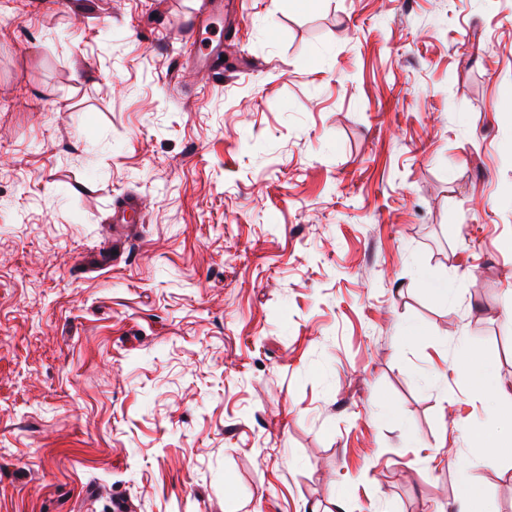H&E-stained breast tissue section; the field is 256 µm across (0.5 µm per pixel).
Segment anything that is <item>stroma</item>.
Masks as SVG:
<instances>
[{
  "instance_id": "1",
  "label": "stroma",
  "mask_w": 512,
  "mask_h": 512,
  "mask_svg": "<svg viewBox=\"0 0 512 512\" xmlns=\"http://www.w3.org/2000/svg\"><path fill=\"white\" fill-rule=\"evenodd\" d=\"M223 3L0 0V512H512V0ZM474 377L476 380L477 391L484 397L496 400L507 395L503 387L496 381L489 366L483 365ZM481 500V491L474 479L466 474L461 475L460 489L458 494L457 512H476L479 501Z\"/></svg>"
}]
</instances>
